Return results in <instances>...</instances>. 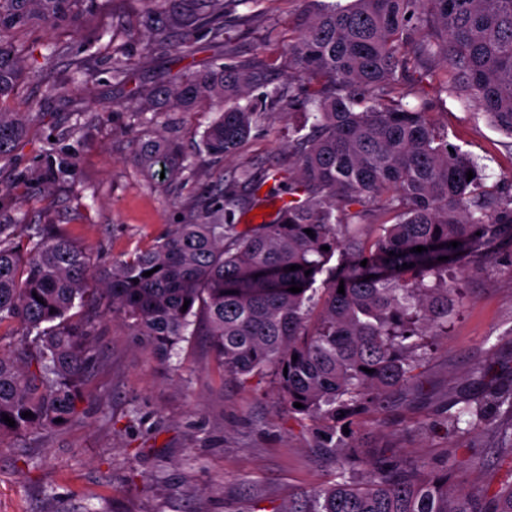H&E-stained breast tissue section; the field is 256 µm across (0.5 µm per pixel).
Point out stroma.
Returning <instances> with one entry per match:
<instances>
[{
	"label": "stroma",
	"mask_w": 512,
	"mask_h": 512,
	"mask_svg": "<svg viewBox=\"0 0 512 512\" xmlns=\"http://www.w3.org/2000/svg\"><path fill=\"white\" fill-rule=\"evenodd\" d=\"M146 10L145 0H111L107 31L93 42L77 23L28 31L21 59L33 78L0 103L8 112L41 103L30 137L9 162H0V217L26 201L32 223L67 231L97 265L148 247L182 222L220 171L292 164L283 118L253 133L223 168L200 163L197 178L184 184L148 180L134 159L129 107L139 90L224 52L241 60L262 53L286 79L285 49L296 35L299 0H249L236 11L230 41L220 45L203 32L190 55L160 52L148 61L142 57ZM272 25L278 36L270 41ZM49 42L62 46L63 55L47 58ZM116 45L128 68L121 84L112 79ZM77 62L89 93L73 86ZM49 84L56 94H46ZM400 92L405 105L424 107L451 144L484 165L487 185L512 188V139L474 103L438 93L417 75L404 79ZM78 112L85 124L72 135ZM71 156L78 160L77 179L41 195V179ZM455 286V311L445 332L424 338L415 380L356 417L349 435L363 447L433 467L453 462L464 487L494 491L504 472L491 438L467 432L449 439L430 425L452 399L472 393L476 365L512 376V244L471 254ZM81 316L94 324L83 415L38 439L0 438V512H268L334 479L335 464L311 450L312 423L289 415L272 378L244 385L224 377L203 336L159 360L121 324L103 320L93 296Z\"/></svg>",
	"instance_id": "35a3bbf8"
}]
</instances>
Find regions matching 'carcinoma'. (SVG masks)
I'll use <instances>...</instances> for the list:
<instances>
[{
	"label": "carcinoma",
	"mask_w": 512,
	"mask_h": 512,
	"mask_svg": "<svg viewBox=\"0 0 512 512\" xmlns=\"http://www.w3.org/2000/svg\"><path fill=\"white\" fill-rule=\"evenodd\" d=\"M84 2L0 0V102L28 78L11 34L72 23ZM301 2L288 83H274L273 65L258 54H228L140 92L130 107L134 154L150 180L195 177L176 115L203 103L220 108L197 150L213 166L236 154L273 112L301 114L291 127L292 167L221 176L182 223L98 269L69 235L28 223L22 202L0 222V325L22 336L0 352V437L46 435L79 418L91 350L73 310L83 307L95 275L106 293L102 317L120 321L158 357L200 333L224 376L242 383L273 376L288 413L316 425L315 453L336 464V480L273 512H512V379L489 364L472 371L477 392L455 400L456 410L431 428L448 438L463 432L462 423L490 432L497 465L506 467L492 493L455 485L452 463L435 469L392 455L370 461L359 478L350 465L358 449L343 432L412 379V338L448 327L455 293L448 270H462L470 253L512 237V194L487 186L485 168L399 95L406 74L419 69L512 139V0ZM152 3L148 55L181 52L197 26L225 40L226 19L244 0H192L188 15L177 0ZM126 76L117 46L112 79ZM39 109L32 102L27 112L0 111V161L25 140ZM270 180L276 185L261 194ZM283 195L272 219L239 224L237 212ZM22 231L23 250L16 242ZM451 241L459 245L447 246ZM417 246L426 251L413 252ZM337 252L341 263L327 267ZM325 271L323 288H315ZM293 285L302 291L289 292Z\"/></svg>",
	"instance_id": "carcinoma-1"
}]
</instances>
